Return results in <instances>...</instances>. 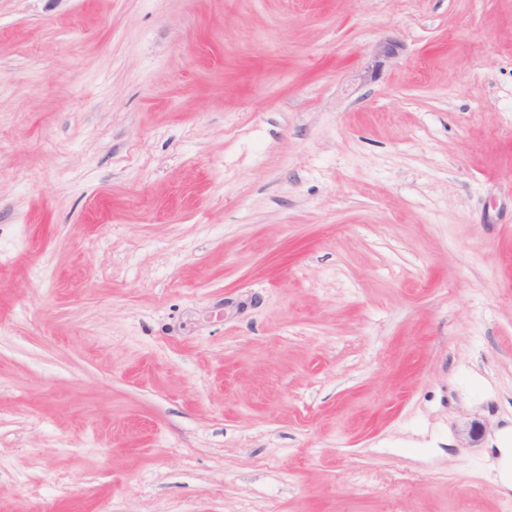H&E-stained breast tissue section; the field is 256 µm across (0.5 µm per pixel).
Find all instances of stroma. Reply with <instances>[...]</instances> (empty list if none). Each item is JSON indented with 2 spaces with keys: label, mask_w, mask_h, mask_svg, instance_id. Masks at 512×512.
Segmentation results:
<instances>
[{
  "label": "stroma",
  "mask_w": 512,
  "mask_h": 512,
  "mask_svg": "<svg viewBox=\"0 0 512 512\" xmlns=\"http://www.w3.org/2000/svg\"><path fill=\"white\" fill-rule=\"evenodd\" d=\"M507 464L512 0H0V512H512Z\"/></svg>",
  "instance_id": "1"
}]
</instances>
